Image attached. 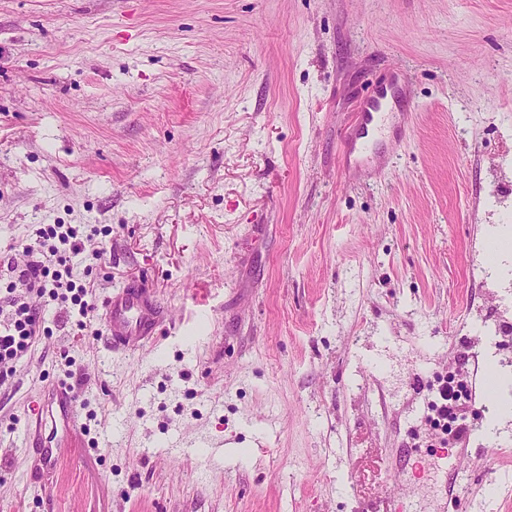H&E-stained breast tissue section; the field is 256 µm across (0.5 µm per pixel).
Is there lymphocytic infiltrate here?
<instances>
[{
	"label": "lymphocytic infiltrate",
	"mask_w": 512,
	"mask_h": 512,
	"mask_svg": "<svg viewBox=\"0 0 512 512\" xmlns=\"http://www.w3.org/2000/svg\"><path fill=\"white\" fill-rule=\"evenodd\" d=\"M25 263L13 255L0 254V275L8 280L7 293L0 297V386L9 382L6 364L19 360L34 346L41 332V312L28 301L30 295L51 293L71 301L82 312L93 309L84 286L70 278L69 263L83 251L76 228L66 224L40 227L33 242L21 243Z\"/></svg>",
	"instance_id": "f902f5d3"
}]
</instances>
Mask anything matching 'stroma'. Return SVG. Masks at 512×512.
<instances>
[{
  "mask_svg": "<svg viewBox=\"0 0 512 512\" xmlns=\"http://www.w3.org/2000/svg\"><path fill=\"white\" fill-rule=\"evenodd\" d=\"M395 70L411 135L350 182ZM42 224L79 226L95 306L142 280L170 322L115 352L42 298L0 512H512L484 398L459 473L421 451L428 377L512 358V0H0V251ZM63 382L83 444L40 476L29 417ZM388 90L386 86H378L373 95L367 101V104L361 114V120L358 125V134L361 138H369L370 132L377 130L384 112V101L387 98Z\"/></svg>",
  "mask_w": 512,
  "mask_h": 512,
  "instance_id": "35a3bbf8",
  "label": "stroma"
}]
</instances>
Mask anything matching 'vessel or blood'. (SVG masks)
I'll return each mask as SVG.
<instances>
[{
  "instance_id": "obj_1",
  "label": "vessel or blood",
  "mask_w": 512,
  "mask_h": 512,
  "mask_svg": "<svg viewBox=\"0 0 512 512\" xmlns=\"http://www.w3.org/2000/svg\"><path fill=\"white\" fill-rule=\"evenodd\" d=\"M388 90L378 86L361 114L360 137H369L377 130L384 112ZM107 325L106 342L113 350L127 352L154 341L168 319V310L146 286L123 289L108 297L103 305ZM38 442L39 469L53 472L59 462L61 442L81 433L76 398L65 384L55 385L35 411L30 425Z\"/></svg>"
}]
</instances>
